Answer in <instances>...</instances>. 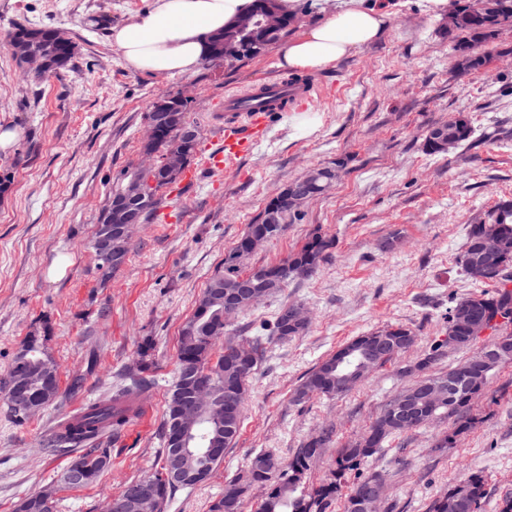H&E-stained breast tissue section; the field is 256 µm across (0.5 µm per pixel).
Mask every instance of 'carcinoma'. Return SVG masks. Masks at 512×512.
Here are the masks:
<instances>
[{"mask_svg":"<svg viewBox=\"0 0 512 512\" xmlns=\"http://www.w3.org/2000/svg\"><path fill=\"white\" fill-rule=\"evenodd\" d=\"M512 24V0H457L454 20L448 23V38L458 67L464 72L484 68L490 53L484 51L495 38L499 26ZM235 24L214 33L210 39V61H224V45ZM36 34L29 44L31 52L50 59L53 67L36 80H47L67 68L73 61L76 46L73 38L59 39V29L52 26L15 28V33L25 31ZM190 101L173 97L171 123L156 148L164 156L171 143L177 139L179 125L187 122ZM448 130L451 141L457 145L473 147L479 140L473 137L474 129L467 113L456 112L440 123ZM139 167L123 169L114 176L109 195L119 193L128 184L144 177ZM281 224H249L243 237L255 236L268 243L281 235ZM492 241V251L486 242ZM332 240L314 232L308 240L286 259L275 265H254V252H238L236 247L224 251V259L208 278L199 295L193 313L182 323L177 343V372L165 401L162 423L160 464L153 472L123 484L113 495L118 501L132 502V510L124 512H167L175 495L182 489L192 488L208 481L214 471L224 463V456L237 440L242 424V408L247 399L248 380L256 373L263 356L262 338L257 336L244 341L226 333L228 324L224 315V295L244 287L243 274H250L251 294L239 301L236 314L256 307L260 302L273 298L289 284L306 278L304 272L317 271L329 258ZM130 251V241L122 242L120 257L107 265L97 257L98 271L107 278L125 262ZM458 264L469 280L481 291L451 300L448 307V338L432 344L422 357L404 373L412 382L388 399L370 421L364 432L345 448L339 450L333 480L317 488L305 486V474L331 443L335 431L323 429L315 440H307L296 449L286 463L266 452L257 453L250 461L247 472L225 480L224 490L213 501L211 512H243L245 501L256 485L265 492L256 506V512H326L336 505L343 512H366L359 500L362 484L373 483L379 496L385 493V478L378 472L361 474L350 487L342 504H337L348 472L362 462L379 454L386 442L393 437H403L423 426L448 421V429L436 435L432 451L442 453L453 447L458 438L469 432L478 422L474 413L475 400L483 393L489 380L504 365L512 363V355L498 361L480 358L476 350L461 362L472 365L476 372L471 378L462 375L458 366L444 371L438 368L445 351L469 350L477 337L471 335L469 324L459 319V314L476 308L488 323L507 312L512 313V199H503L488 210L482 218L469 225L466 242L458 257ZM292 308L281 305L273 318L265 324L264 331L270 339L286 341L304 332L307 324L284 316ZM224 337V345L217 346L216 339ZM418 342L416 333L403 325H386L362 333L344 342L337 349L313 366L303 377L294 393L293 401L306 402L314 397L339 398L348 394L369 375L392 363ZM155 367L154 344L147 340L139 350L137 372L129 383L112 389V395L103 401H89L71 419L58 425L47 445L52 448L73 447L81 453L72 457L63 474V482L73 488H85L97 483L101 475L112 467V456L106 448H99L97 440L105 433L120 434L141 409V399L152 387L149 373ZM210 372L212 408L210 415L189 434L187 453L175 451L178 447L177 429L184 406L196 398V375ZM20 383L30 399L52 405L59 397L60 370L49 353L45 339L32 336L16 353L8 376L0 382V400L5 416L16 425L26 420L18 417L8 402L10 384ZM419 413L413 425H400L393 420L396 402ZM199 473L201 478L190 482L174 481L169 474ZM79 474V481L69 480V474ZM486 497L485 480L480 475H470L431 504V512H479ZM54 502L32 493L15 506V512H53Z\"/></svg>","mask_w":512,"mask_h":512,"instance_id":"obj_1","label":"carcinoma"}]
</instances>
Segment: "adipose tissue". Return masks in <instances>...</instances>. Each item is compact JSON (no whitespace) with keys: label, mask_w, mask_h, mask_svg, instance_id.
<instances>
[{"label":"adipose tissue","mask_w":512,"mask_h":512,"mask_svg":"<svg viewBox=\"0 0 512 512\" xmlns=\"http://www.w3.org/2000/svg\"><path fill=\"white\" fill-rule=\"evenodd\" d=\"M254 0H155L112 30L126 65L154 75L194 72L210 54L209 37L249 12ZM399 0H337L334 11L307 24L278 57L283 69L327 71L389 29Z\"/></svg>","instance_id":"1"}]
</instances>
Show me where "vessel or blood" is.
<instances>
[{
  "label": "vessel or blood",
  "instance_id": "b4317fda",
  "mask_svg": "<svg viewBox=\"0 0 512 512\" xmlns=\"http://www.w3.org/2000/svg\"><path fill=\"white\" fill-rule=\"evenodd\" d=\"M308 84L290 86L279 80L259 82L249 94H228L224 97V138L222 147L205 158L202 169H188L183 184L195 183L200 172L220 180L226 167L250 154L270 128L275 113L287 111L295 101L307 98Z\"/></svg>",
  "mask_w": 512,
  "mask_h": 512
}]
</instances>
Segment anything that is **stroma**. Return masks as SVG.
I'll list each match as a JSON object with an SVG mask.
<instances>
[{
	"label": "stroma",
	"mask_w": 512,
	"mask_h": 512,
	"mask_svg": "<svg viewBox=\"0 0 512 512\" xmlns=\"http://www.w3.org/2000/svg\"><path fill=\"white\" fill-rule=\"evenodd\" d=\"M154 0H0V126L20 129L14 151L0 155L13 190L0 197V380L30 335L46 334L60 365V398L25 426L0 414V512L22 497L52 489L54 512H103L127 481L158 466L163 407L176 371L180 326L209 276L245 231L258 223L277 188L313 167L344 160L332 190L305 203L276 240L254 257L274 264L313 232L333 239L328 260L311 277L235 321L251 337L256 321L286 302L311 316L303 335L266 345L253 376L234 448L211 479L179 491L168 512H209L226 479L243 474L260 451L288 461L323 428L336 431L307 474L316 487L331 477L337 451L407 383L399 367L444 339L452 298L472 292L456 257L468 224L512 197V27L499 30L504 55L481 71L456 70L445 20L409 0L386 35L307 78L318 90L276 115L254 151L208 175L171 200L176 222L153 215L131 241L126 264L101 279L86 243L114 175L135 167L146 112L160 94L190 93L191 120L201 125L198 158L221 145L219 114L228 93L258 79L285 78L279 46L233 64L202 63L195 72L158 76L130 70L112 43V29ZM43 23L67 31L78 45L72 66L46 82L20 75L7 47L17 25ZM456 112L477 132L503 139L473 149L430 154L423 133ZM391 250L378 248L381 240ZM389 324L414 330L417 345L372 373L339 399L293 403L301 377L353 336ZM153 340L154 385L138 418L116 437H103L112 468L89 488H70L62 473L72 450L46 448L58 420L80 404L108 398L135 369L139 346ZM83 376L79 391L71 382ZM483 418L456 447L437 455L429 425L388 443L367 469L386 478L382 512H429L433 499L464 477H484L481 512H500L512 497V364L504 366L474 405Z\"/></svg>",
	"instance_id": "1"
}]
</instances>
